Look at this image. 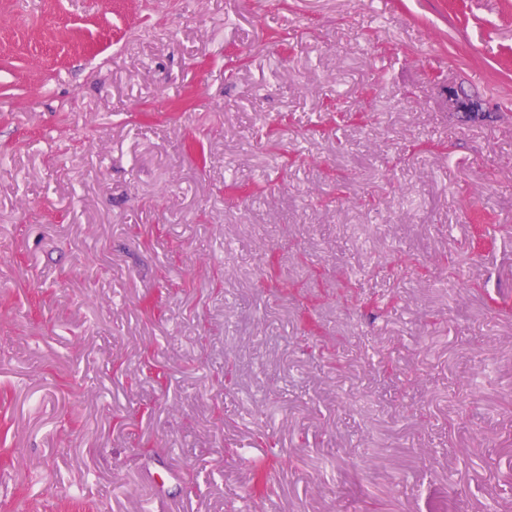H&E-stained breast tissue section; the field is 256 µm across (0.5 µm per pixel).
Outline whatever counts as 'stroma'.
Segmentation results:
<instances>
[{
  "label": "stroma",
  "mask_w": 512,
  "mask_h": 512,
  "mask_svg": "<svg viewBox=\"0 0 512 512\" xmlns=\"http://www.w3.org/2000/svg\"><path fill=\"white\" fill-rule=\"evenodd\" d=\"M466 5L0 0V512H512V0Z\"/></svg>",
  "instance_id": "1"
}]
</instances>
